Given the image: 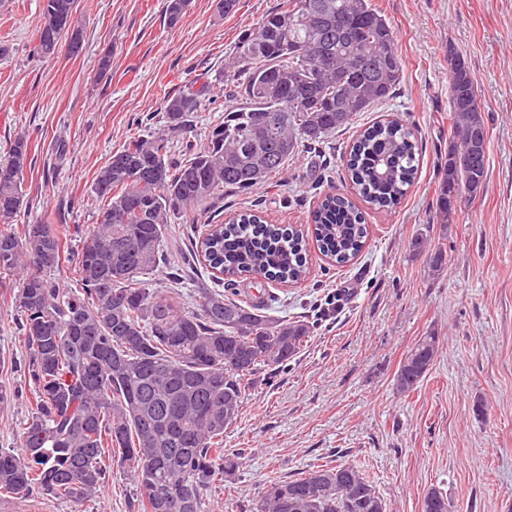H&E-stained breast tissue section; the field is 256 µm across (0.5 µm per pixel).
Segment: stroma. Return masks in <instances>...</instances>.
Listing matches in <instances>:
<instances>
[{"mask_svg": "<svg viewBox=\"0 0 512 512\" xmlns=\"http://www.w3.org/2000/svg\"><path fill=\"white\" fill-rule=\"evenodd\" d=\"M392 27L403 75L392 96L359 113L350 129L305 146L274 184L250 193L218 192L168 228L165 261L148 286L198 307L196 290L214 286L196 256L204 225L241 210L271 224L310 227L325 194L347 195L344 155L360 129L398 118L421 147L413 186L392 211L364 209L368 237L352 264L332 266L317 246L297 283L239 278L236 292L262 297L266 313L313 321L306 346L288 366L263 371L242 415L224 432L236 471L204 496V512H254L268 481L314 467L363 466L390 512H421L426 493L446 494L454 512H512V0H373ZM282 0H190L169 26L165 0H77L84 30L79 53L43 60L33 53L42 0H0V159L17 134L29 137L20 224H54L68 249L60 288L78 281L72 258L102 206L91 192L98 170L132 137L161 129L167 97L196 77L220 78L239 37ZM111 52L112 67L98 60ZM463 58L487 130L484 191L463 199L449 222L437 210V185L452 138L449 69ZM224 101L202 107L173 137V156L206 141ZM427 250L414 251L415 238ZM441 251V273L429 254ZM21 276L0 285V448L20 450L31 398L16 297ZM438 336L430 373L409 395L395 373L420 337ZM133 483L113 468L99 498L75 505L41 494L1 497L0 512H128Z\"/></svg>", "mask_w": 512, "mask_h": 512, "instance_id": "35a3bbf8", "label": "stroma"}]
</instances>
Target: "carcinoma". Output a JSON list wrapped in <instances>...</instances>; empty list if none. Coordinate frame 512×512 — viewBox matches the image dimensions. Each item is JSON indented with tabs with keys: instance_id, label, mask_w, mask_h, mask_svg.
<instances>
[{
	"instance_id": "obj_1",
	"label": "carcinoma",
	"mask_w": 512,
	"mask_h": 512,
	"mask_svg": "<svg viewBox=\"0 0 512 512\" xmlns=\"http://www.w3.org/2000/svg\"><path fill=\"white\" fill-rule=\"evenodd\" d=\"M187 0H166L169 25ZM77 0H43L33 52L59 53L58 18ZM392 27L372 0H284L236 44L224 66L235 103L211 126L206 143L171 159L173 134L212 100L203 81L163 103L164 129L128 141L100 169L92 193L103 202L74 261L80 286L62 293L55 272L62 238L54 224L0 226V279L20 269L17 298L21 352L31 417L21 451L0 449V497L35 492L82 505L101 495L113 463L139 489L129 512H203V496L237 462L224 457V429L235 424L261 370L302 350L311 328L272 317L260 305L199 289L200 309L144 287L162 263L172 219L220 189L246 192L272 182L299 147L346 129L360 112L387 100L402 78ZM448 163L439 183L447 222L464 196L483 192L486 127L468 65L452 57ZM28 140L18 136L0 161V218L24 204ZM419 165L412 131L399 120L376 122L353 140L346 163L354 195L376 209L401 202ZM336 265L355 259L368 236L348 197L326 195L312 235ZM269 224L253 211L212 224L200 247L211 268L229 276L262 273L296 283L304 276L308 237ZM439 338L421 337L399 363L395 385L410 393L430 370ZM256 512H388L375 483L353 463L320 465L265 487Z\"/></svg>"
}]
</instances>
